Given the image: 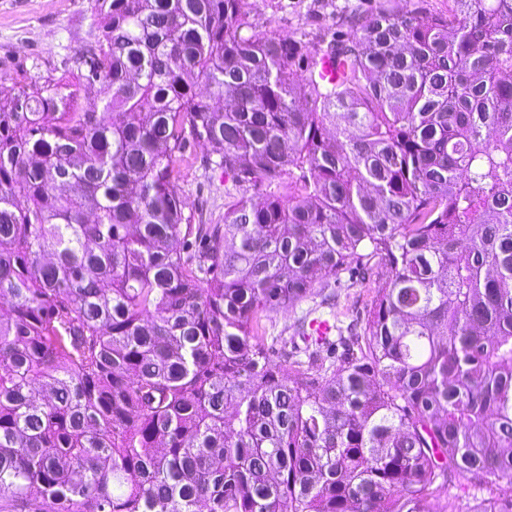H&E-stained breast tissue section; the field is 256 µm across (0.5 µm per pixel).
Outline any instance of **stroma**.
Here are the masks:
<instances>
[{"label": "stroma", "mask_w": 512, "mask_h": 512, "mask_svg": "<svg viewBox=\"0 0 512 512\" xmlns=\"http://www.w3.org/2000/svg\"><path fill=\"white\" fill-rule=\"evenodd\" d=\"M379 4L380 0H247L246 11L256 31L311 41L336 30L348 31L353 17L370 14ZM96 18V0H0V85L15 92L20 86L44 85L61 76L76 80L72 59L93 42ZM181 186L203 224L223 223L224 205L230 200L261 199L255 190L228 181L200 148L183 166ZM384 278L380 265L362 283L341 274L340 285L331 294L318 291L293 308L267 313L260 334L267 345L278 346L284 338L289 350L301 351L305 343L297 333L299 320L319 318L348 325L364 314Z\"/></svg>", "instance_id": "1"}]
</instances>
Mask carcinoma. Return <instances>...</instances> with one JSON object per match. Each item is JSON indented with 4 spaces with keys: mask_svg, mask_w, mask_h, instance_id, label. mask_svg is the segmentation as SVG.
Listing matches in <instances>:
<instances>
[{
    "mask_svg": "<svg viewBox=\"0 0 512 512\" xmlns=\"http://www.w3.org/2000/svg\"><path fill=\"white\" fill-rule=\"evenodd\" d=\"M97 4L101 110L0 98V512H428L454 477L451 512H512V0L316 43L246 0ZM196 146L263 200L196 223ZM374 257L342 351L265 346ZM466 481L459 478H452V481L448 484V488H443L439 494V497L435 499L438 503L440 511H450L451 507L455 506L460 502L459 497L464 496V492H467Z\"/></svg>",
    "mask_w": 512,
    "mask_h": 512,
    "instance_id": "carcinoma-1",
    "label": "carcinoma"
}]
</instances>
